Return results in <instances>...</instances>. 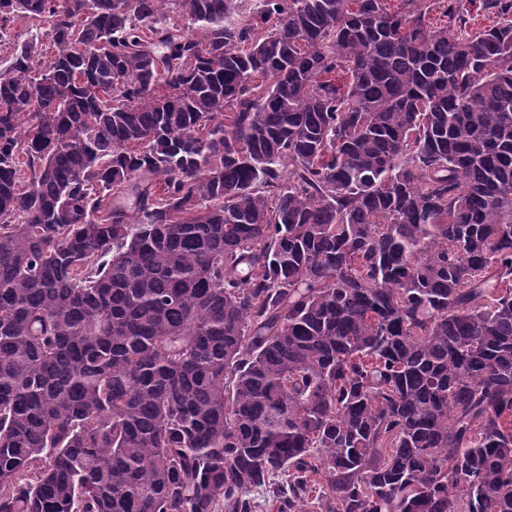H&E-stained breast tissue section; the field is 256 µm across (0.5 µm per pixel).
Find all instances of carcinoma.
<instances>
[{
    "mask_svg": "<svg viewBox=\"0 0 512 512\" xmlns=\"http://www.w3.org/2000/svg\"><path fill=\"white\" fill-rule=\"evenodd\" d=\"M2 48L0 512H512V0Z\"/></svg>",
    "mask_w": 512,
    "mask_h": 512,
    "instance_id": "obj_1",
    "label": "carcinoma"
}]
</instances>
